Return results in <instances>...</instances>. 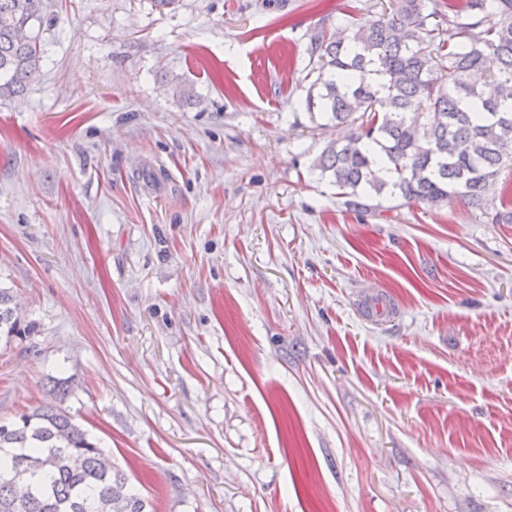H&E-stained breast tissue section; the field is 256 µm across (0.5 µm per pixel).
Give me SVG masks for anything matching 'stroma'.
Segmentation results:
<instances>
[{
  "label": "stroma",
  "mask_w": 512,
  "mask_h": 512,
  "mask_svg": "<svg viewBox=\"0 0 512 512\" xmlns=\"http://www.w3.org/2000/svg\"><path fill=\"white\" fill-rule=\"evenodd\" d=\"M389 6L42 0L0 98V423L67 381L154 512H512V224L357 215L312 169L309 35ZM20 318L8 288H0V338L10 342L19 334Z\"/></svg>",
  "instance_id": "obj_1"
}]
</instances>
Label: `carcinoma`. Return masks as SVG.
I'll return each instance as SVG.
<instances>
[{"instance_id":"carcinoma-1","label":"carcinoma","mask_w":512,"mask_h":512,"mask_svg":"<svg viewBox=\"0 0 512 512\" xmlns=\"http://www.w3.org/2000/svg\"><path fill=\"white\" fill-rule=\"evenodd\" d=\"M39 0H0V98L38 72ZM448 26V38L440 25ZM310 117L351 133L312 168L352 212L403 198L457 195L512 224L501 172L512 167V0H394L381 16L310 34ZM20 318L0 288V338ZM149 503L98 442L59 406L0 425V512H148Z\"/></svg>"}]
</instances>
